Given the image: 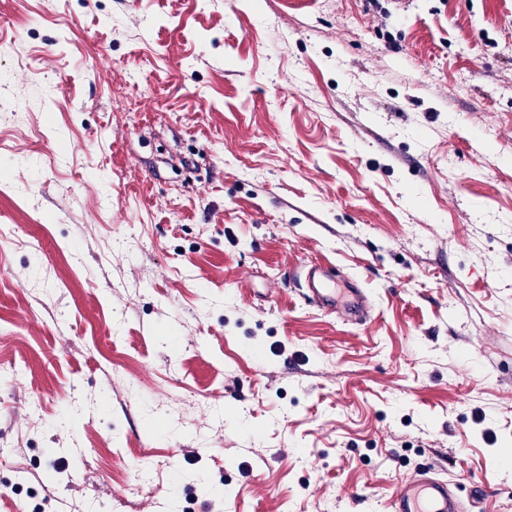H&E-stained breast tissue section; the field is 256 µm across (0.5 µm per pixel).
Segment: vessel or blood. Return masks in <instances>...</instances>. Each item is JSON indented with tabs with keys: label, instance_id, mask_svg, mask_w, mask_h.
Segmentation results:
<instances>
[{
	"label": "vessel or blood",
	"instance_id": "b4317fda",
	"mask_svg": "<svg viewBox=\"0 0 512 512\" xmlns=\"http://www.w3.org/2000/svg\"><path fill=\"white\" fill-rule=\"evenodd\" d=\"M292 280L300 296L324 313L339 315L358 325L369 316L364 289L344 290L326 285L317 263L294 269ZM475 504V498L456 494L450 480L435 466L428 465L398 483L389 498L388 512H473Z\"/></svg>",
	"mask_w": 512,
	"mask_h": 512
}]
</instances>
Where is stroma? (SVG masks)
Returning a JSON list of instances; mask_svg holds the SVG:
<instances>
[{"instance_id":"1","label":"stroma","mask_w":512,"mask_h":512,"mask_svg":"<svg viewBox=\"0 0 512 512\" xmlns=\"http://www.w3.org/2000/svg\"><path fill=\"white\" fill-rule=\"evenodd\" d=\"M1 15L0 512H512V0ZM321 270L312 262L292 271V280L300 296L327 314H336L353 324H362L369 316L365 306L368 295L363 288H332L320 277ZM344 295L350 297L343 300ZM452 482L434 465L419 468L402 479L388 502V512H475L478 495L465 499L451 489Z\"/></svg>"}]
</instances>
